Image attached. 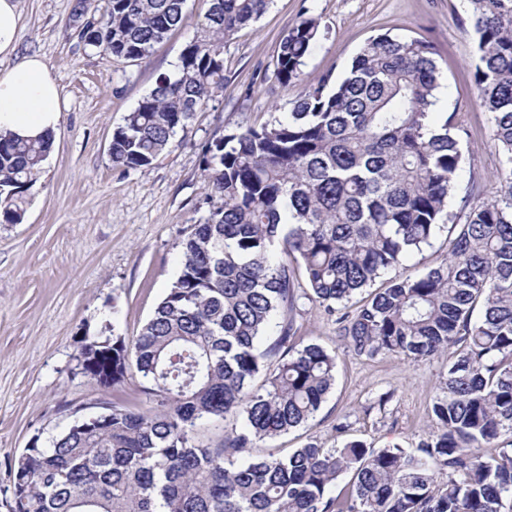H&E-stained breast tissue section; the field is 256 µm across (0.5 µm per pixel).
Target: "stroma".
I'll return each instance as SVG.
<instances>
[{
  "label": "stroma",
  "instance_id": "35a3bbf8",
  "mask_svg": "<svg viewBox=\"0 0 512 512\" xmlns=\"http://www.w3.org/2000/svg\"><path fill=\"white\" fill-rule=\"evenodd\" d=\"M19 55L35 54L56 79L64 110L51 154L26 194L19 224H0V512H11L10 465L33 441H47L74 421L118 403L144 411L139 378L102 388L79 367L83 338H135L181 266V242L210 209L201 149L214 133L261 126L291 109L299 87L272 76L280 39L302 12L325 33L304 68L306 81L343 77L352 56L376 34L417 37L434 45L449 111L464 129L462 187L488 199L499 189L501 158L491 143L473 72L467 0H272L261 18L224 48V92L197 113L169 152L141 169L114 166V129L174 72L207 0H187L185 23L141 64L84 49L72 36L73 0H19ZM297 339L336 358L335 385L308 423L264 440L256 457L287 456L313 443L349 441L412 451L431 434V408L446 358L366 359L352 353L336 319L302 299ZM387 403H380L383 393Z\"/></svg>",
  "mask_w": 512,
  "mask_h": 512
}]
</instances>
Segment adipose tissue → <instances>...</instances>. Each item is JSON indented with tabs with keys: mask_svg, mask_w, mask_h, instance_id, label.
<instances>
[{
	"mask_svg": "<svg viewBox=\"0 0 512 512\" xmlns=\"http://www.w3.org/2000/svg\"><path fill=\"white\" fill-rule=\"evenodd\" d=\"M20 32L18 0H0V133L37 139L57 130L63 100L39 56H18Z\"/></svg>",
	"mask_w": 512,
	"mask_h": 512,
	"instance_id": "adipose-tissue-1",
	"label": "adipose tissue"
}]
</instances>
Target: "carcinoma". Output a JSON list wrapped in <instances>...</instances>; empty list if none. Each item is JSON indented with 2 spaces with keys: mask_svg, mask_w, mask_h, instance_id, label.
Segmentation results:
<instances>
[{
  "mask_svg": "<svg viewBox=\"0 0 512 512\" xmlns=\"http://www.w3.org/2000/svg\"><path fill=\"white\" fill-rule=\"evenodd\" d=\"M208 2L176 75L158 77L114 130L113 165H151L218 100L224 45L270 0ZM469 2L474 83L502 167L494 198H461L467 213L447 256L354 301L443 228L460 191V126L455 112L434 121L442 74L427 41L379 34L341 81L304 82L321 31L303 13L273 69L282 87L303 85L292 109L207 141L211 208L181 243L177 278L134 340L82 345L85 376L104 388L137 376L153 407L114 405L46 446L33 441L11 464V512H501L512 495V0ZM185 3L105 0L97 18L76 0L73 36L142 62L184 23ZM50 149L48 140L0 135V224L23 221ZM300 298L339 314V336L360 357L427 360L454 349L432 405L435 430L418 452L351 441L248 458L314 417L335 381L334 356L315 343L297 347L292 317L257 347L278 310L295 311ZM229 415L241 427L204 441L203 422ZM346 474L349 488L331 495Z\"/></svg>",
  "mask_w": 512,
  "mask_h": 512,
  "instance_id": "carcinoma-1",
  "label": "carcinoma"
}]
</instances>
